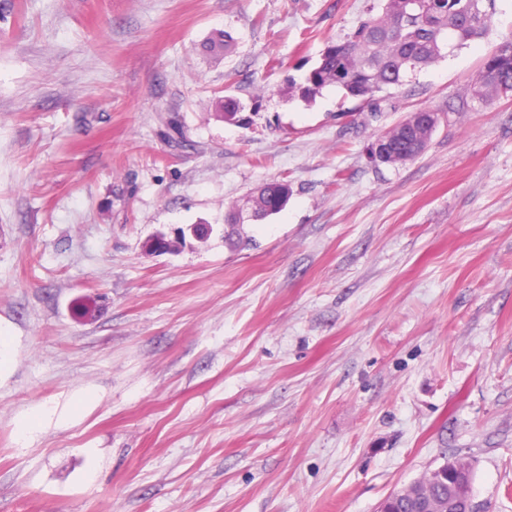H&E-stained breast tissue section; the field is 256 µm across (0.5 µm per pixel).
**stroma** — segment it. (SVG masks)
<instances>
[{"mask_svg": "<svg viewBox=\"0 0 512 512\" xmlns=\"http://www.w3.org/2000/svg\"><path fill=\"white\" fill-rule=\"evenodd\" d=\"M368 6L0 0V512H376L459 457L512 512V95L453 109L512 0L376 106L301 101ZM420 108L427 149L371 162ZM289 195L288 183L272 182L262 186L257 195L251 196L249 200L256 212L265 216L280 212L288 202Z\"/></svg>", "mask_w": 512, "mask_h": 512, "instance_id": "1", "label": "stroma"}]
</instances>
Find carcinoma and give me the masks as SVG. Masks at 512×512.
Returning <instances> with one entry per match:
<instances>
[{
    "label": "carcinoma",
    "mask_w": 512,
    "mask_h": 512,
    "mask_svg": "<svg viewBox=\"0 0 512 512\" xmlns=\"http://www.w3.org/2000/svg\"><path fill=\"white\" fill-rule=\"evenodd\" d=\"M495 0H376L351 33L326 47L318 65L310 71L299 97L312 101L323 88L336 86L344 96L374 105L375 94L400 86L404 77L436 63L489 34ZM512 94V35L504 37L484 61L476 81L461 96L468 102L487 103ZM425 109L411 112L406 122L376 136L395 154L385 164L416 157L432 126ZM290 188L284 182L262 186L250 197L256 212L277 213L288 202ZM454 478L434 470L398 491L379 505V512H468L472 470L464 458L454 460Z\"/></svg>",
    "instance_id": "cac0c4a2"
}]
</instances>
